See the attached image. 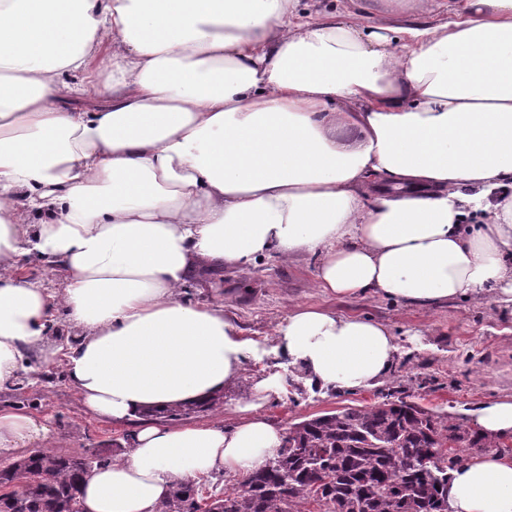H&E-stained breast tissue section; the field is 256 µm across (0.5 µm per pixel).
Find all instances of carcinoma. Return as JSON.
<instances>
[{
	"instance_id": "obj_1",
	"label": "carcinoma",
	"mask_w": 512,
	"mask_h": 512,
	"mask_svg": "<svg viewBox=\"0 0 512 512\" xmlns=\"http://www.w3.org/2000/svg\"><path fill=\"white\" fill-rule=\"evenodd\" d=\"M207 402L150 409L147 417L179 421L212 413ZM490 448L512 452V442L438 415L390 388L365 406L303 419L288 426L282 448L224 494L176 483L158 512H198L209 499L217 512H447L450 472ZM112 461V450L83 453L34 450L0 465V512H83L81 484L92 468ZM21 483L17 495L7 488Z\"/></svg>"
}]
</instances>
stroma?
<instances>
[{"label": "stroma", "instance_id": "stroma-1", "mask_svg": "<svg viewBox=\"0 0 512 512\" xmlns=\"http://www.w3.org/2000/svg\"><path fill=\"white\" fill-rule=\"evenodd\" d=\"M315 260L302 255L286 262L270 258L239 269H202L184 289L186 302L223 300L247 339L262 350L245 362V373L224 390V422L236 421L233 409L252 395L253 379L278 374L280 398L266 407L280 426L346 405H369L382 388L400 387L424 407L470 425L481 404L512 395V315L486 300H456L434 308L408 306L375 297L343 300L326 297L314 285ZM296 304L322 305L340 314H357L389 326L400 343L397 358L381 385L357 391L319 390L273 351L274 330ZM54 383L30 390L29 413L48 418L56 451L80 452L97 445L124 444L128 426L90 416L71 389L63 368Z\"/></svg>", "mask_w": 512, "mask_h": 512}]
</instances>
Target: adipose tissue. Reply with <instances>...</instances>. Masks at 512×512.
I'll return each instance as SVG.
<instances>
[{
    "label": "adipose tissue",
    "instance_id": "obj_1",
    "mask_svg": "<svg viewBox=\"0 0 512 512\" xmlns=\"http://www.w3.org/2000/svg\"><path fill=\"white\" fill-rule=\"evenodd\" d=\"M297 4L0 0V391L60 362L87 413L132 424L126 455L85 475L86 512H157L174 483L246 477L283 443L275 374L232 426L141 416L220 393L257 352L223 302L182 299L199 267L310 254L334 298L512 312V0H378L374 28ZM443 4V24L393 22ZM107 43L109 105L65 108L62 74ZM32 254L59 292L18 275ZM59 307L68 349L48 335ZM275 342L309 384L351 391L399 351L384 323L318 306L291 307ZM51 436L0 406V456ZM447 508L512 512V458L466 460Z\"/></svg>",
    "mask_w": 512,
    "mask_h": 512
}]
</instances>
